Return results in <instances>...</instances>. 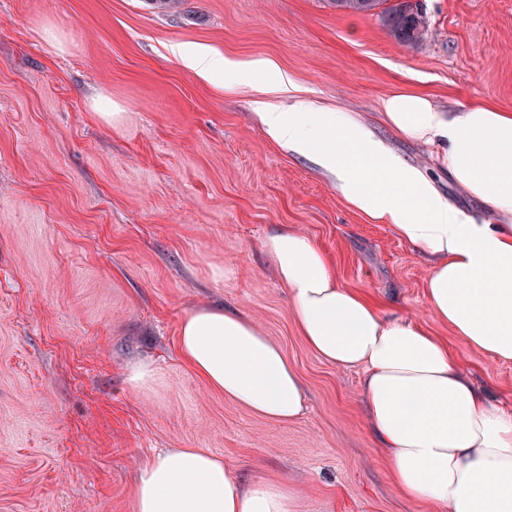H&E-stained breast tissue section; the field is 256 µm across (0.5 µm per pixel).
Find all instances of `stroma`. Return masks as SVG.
I'll return each instance as SVG.
<instances>
[{
    "mask_svg": "<svg viewBox=\"0 0 512 512\" xmlns=\"http://www.w3.org/2000/svg\"><path fill=\"white\" fill-rule=\"evenodd\" d=\"M420 2L429 36L403 46L380 15L328 0H0V512H134L138 468L168 448L288 482L300 512H435L394 485L365 428L361 370L307 347L261 241L284 225L313 238L344 285L445 339L511 410L512 362L464 347L427 306L426 258L267 134L255 104L272 75L207 80L170 51L272 61L299 97L351 113L475 223H496L382 110L409 92L444 112L512 113V0ZM50 23L65 53L44 41ZM96 96L120 126L93 115ZM210 303L279 345L304 381L303 415L257 416L181 359V318ZM137 359L159 367L156 393L128 388Z\"/></svg>",
    "mask_w": 512,
    "mask_h": 512,
    "instance_id": "obj_1",
    "label": "stroma"
}]
</instances>
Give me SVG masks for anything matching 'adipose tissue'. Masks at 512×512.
I'll return each mask as SVG.
<instances>
[{
    "label": "adipose tissue",
    "mask_w": 512,
    "mask_h": 512,
    "mask_svg": "<svg viewBox=\"0 0 512 512\" xmlns=\"http://www.w3.org/2000/svg\"><path fill=\"white\" fill-rule=\"evenodd\" d=\"M175 53L202 76L222 70L246 82L269 69L266 60L241 63L206 48ZM258 109L276 142L332 175L350 204L427 259L428 307L465 346L512 361L511 113L483 103L447 113L405 93L384 104L395 131L437 147L449 174L506 218L476 224L349 113L300 101L286 110L263 101ZM261 249L288 290L309 349L336 366L362 369L366 426L386 451L401 495L438 512H512V412L473 385L447 343L344 287L309 236L284 226ZM179 354L211 388L262 418L287 422L305 409L295 369L238 311L203 305L187 312ZM134 509L298 512V497L279 480H243L208 449L171 448L138 469Z\"/></svg>",
    "instance_id": "ef3b65f1"
}]
</instances>
